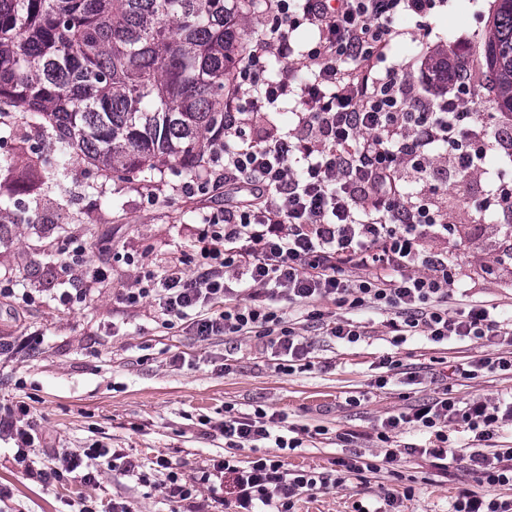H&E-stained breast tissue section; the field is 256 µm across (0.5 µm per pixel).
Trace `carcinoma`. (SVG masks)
<instances>
[{
  "instance_id": "obj_1",
  "label": "carcinoma",
  "mask_w": 512,
  "mask_h": 512,
  "mask_svg": "<svg viewBox=\"0 0 512 512\" xmlns=\"http://www.w3.org/2000/svg\"><path fill=\"white\" fill-rule=\"evenodd\" d=\"M241 0H0V124L33 116L52 152L0 157V204L64 191L65 160L104 178L164 168L194 178L224 143V110L246 49ZM478 58L512 113V0H497ZM453 46L428 58L431 76Z\"/></svg>"
}]
</instances>
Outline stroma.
Segmentation results:
<instances>
[{"mask_svg": "<svg viewBox=\"0 0 512 512\" xmlns=\"http://www.w3.org/2000/svg\"><path fill=\"white\" fill-rule=\"evenodd\" d=\"M495 0H442L427 16L403 14L394 22L398 37L387 51V65L409 72L424 99H432L425 61L436 47L477 52L485 39ZM301 108L299 98L266 106L246 133L258 139L286 132ZM183 177L173 170L152 181L137 176L105 180L80 161H71L66 193L54 190L26 199L22 206L0 208L7 238L0 243V271L32 292L34 301L19 307L0 297V338L22 343L14 357L0 360V406L26 402L39 440L29 454L36 466L65 453L83 455L81 471H93L95 484L81 472L60 483L30 479L13 460L11 440L0 433V512H80L95 501L99 512L113 503L132 512H225L224 490L201 483L211 460L225 454L224 409H264L279 428L307 426L298 448L282 453L286 467L328 472L336 459L360 451H379L377 434L393 414L430 401L439 393L466 402L493 399L512 391V374L494 373L465 380L450 371L453 363L493 353L507 344L486 346L479 340L454 339L435 344L421 336H392L381 311H351L324 302L327 315L353 321L364 335L346 343L323 333L319 323L290 312L296 333L311 345L308 369H278L270 348L251 336H214L203 340L189 329L167 330L151 304L129 307L118 295L130 287L139 267L162 271L188 260L204 199L183 192ZM479 186L452 183L443 199L456 237L426 239L430 250H447L460 282L448 299L449 311L483 301L501 316L512 315V268L494 263L500 219L486 215L472 223L471 203ZM37 216L34 224L17 223L20 213ZM72 237L85 240L92 262L107 266L106 284L88 295L85 305L63 306L57 295L65 275L60 252ZM111 238L110 249L98 246ZM398 360L386 387H379L384 357ZM151 466L164 456L176 463L180 478L197 485L187 500L172 499L152 484L124 473L122 455ZM468 470L449 469L440 476L429 462L403 456L394 473H380L364 483L305 494L294 512H374L384 490L404 495V512H450L459 488H477Z\"/></svg>", "mask_w": 512, "mask_h": 512, "instance_id": "1", "label": "stroma"}]
</instances>
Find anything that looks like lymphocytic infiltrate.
<instances>
[{
    "instance_id": "obj_1",
    "label": "lymphocytic infiltrate",
    "mask_w": 512,
    "mask_h": 512,
    "mask_svg": "<svg viewBox=\"0 0 512 512\" xmlns=\"http://www.w3.org/2000/svg\"><path fill=\"white\" fill-rule=\"evenodd\" d=\"M337 2L333 8L327 0H275L262 52H250L237 74L235 101L224 114L225 145L186 186L187 192L204 196L231 189L237 204L203 216L193 241L200 254L193 273L178 264L159 273L142 269L134 286L121 293L122 303L154 304L164 328L187 323L203 339L254 334L276 349L284 370L306 361L310 346L274 309L282 295L304 306L327 335L349 343L360 340V327L326 320L322 302L386 312L387 326L397 336L511 344L512 320L495 316L493 306L473 302L449 314L458 270L447 252L422 246L429 236H447V220L429 197L408 192L399 164L410 163L416 181L427 184L429 154L439 145L455 146L451 163L458 177L474 170L491 149L512 161V132L505 125L512 116L501 112L486 120L483 99L457 73L448 75L457 96L440 95L427 103L407 73L381 70L396 34L395 18L427 15L436 0ZM304 24L318 33L304 53L311 81L294 86L285 69L276 80L261 82L263 51L289 59L292 34ZM345 58L353 59L352 68L340 67ZM292 94L299 95L302 108L287 135L259 142L247 137L250 114ZM63 255L68 286L59 300L72 307L83 303L106 273L91 264L78 239L67 241ZM350 268L370 275L346 279L343 273ZM218 303L224 309L217 313ZM28 415V406L20 404L0 416V429L13 440L14 459L22 465L28 464L36 438ZM274 422L262 409L225 410L222 430L232 454L204 471L201 480L229 479L237 512H255L259 505L292 512L297 497L365 479L404 454L419 455L443 475L461 466L477 477L482 492L459 490L453 512H512V498L496 494L512 485V448H485L512 424V395L465 404L443 395L389 416L378 434L384 445L380 460L359 453L337 459L333 477L288 469L269 455L240 463L234 452L247 443L270 439L279 449L297 448V439L272 434ZM409 424L429 438L419 447L397 448L393 435ZM453 425L471 432L468 450L451 446Z\"/></svg>"
}]
</instances>
